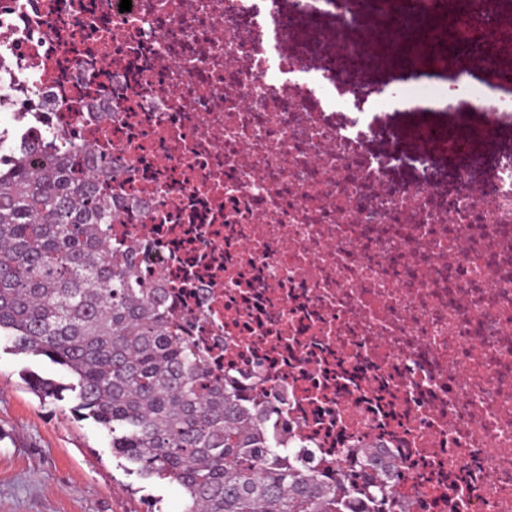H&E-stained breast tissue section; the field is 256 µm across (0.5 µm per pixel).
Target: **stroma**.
<instances>
[{
	"label": "stroma",
	"instance_id": "obj_1",
	"mask_svg": "<svg viewBox=\"0 0 512 512\" xmlns=\"http://www.w3.org/2000/svg\"><path fill=\"white\" fill-rule=\"evenodd\" d=\"M378 118L405 150L412 127L448 129L483 121L461 99L448 111L400 110ZM29 371L64 376L45 358L15 354L0 336V512H150L156 500L163 512H181L179 486L126 471L112 454L108 431L78 416L73 396L60 402L37 397L24 381Z\"/></svg>",
	"mask_w": 512,
	"mask_h": 512
}]
</instances>
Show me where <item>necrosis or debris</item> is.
I'll list each match as a JSON object with an SVG mask.
<instances>
[{"label":"necrosis or debris","instance_id":"4bbe7bcc","mask_svg":"<svg viewBox=\"0 0 512 512\" xmlns=\"http://www.w3.org/2000/svg\"><path fill=\"white\" fill-rule=\"evenodd\" d=\"M0 0V165L16 145H90L124 171L116 241L209 344L263 429L326 480L357 442L397 461L390 503L512 512V122L490 82L503 0H468L456 83L494 123L380 146L373 22L447 0ZM451 157L453 172L438 168Z\"/></svg>","mask_w":512,"mask_h":512}]
</instances>
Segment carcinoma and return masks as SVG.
I'll list each match as a JSON object with an SVG mask.
<instances>
[{"mask_svg":"<svg viewBox=\"0 0 512 512\" xmlns=\"http://www.w3.org/2000/svg\"><path fill=\"white\" fill-rule=\"evenodd\" d=\"M88 173L72 177L71 157ZM120 175L85 145L19 148L0 169V335L18 354L44 356L67 383L27 376L111 434L112 455L143 479L167 480L182 512H342L341 482L278 463L284 449L259 433L263 407L213 376L208 352L182 335L166 289L142 279L112 244V198L97 176ZM391 462L362 471L390 493Z\"/></svg>","mask_w":512,"mask_h":512,"instance_id":"1","label":"carcinoma"}]
</instances>
